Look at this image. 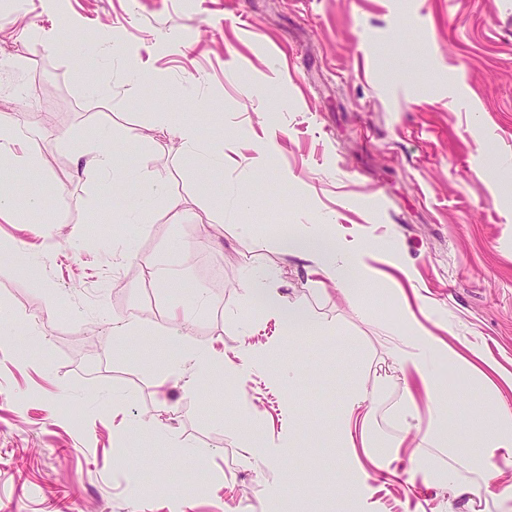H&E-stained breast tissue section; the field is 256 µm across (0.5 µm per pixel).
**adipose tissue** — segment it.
Masks as SVG:
<instances>
[{"label":"adipose tissue","mask_w":512,"mask_h":512,"mask_svg":"<svg viewBox=\"0 0 512 512\" xmlns=\"http://www.w3.org/2000/svg\"><path fill=\"white\" fill-rule=\"evenodd\" d=\"M18 125L16 115L0 114V164L14 170L44 169L45 159L33 153L19 137ZM177 136L183 148L194 158L201 176H208L211 171L223 168V149L203 141L193 123L183 124ZM279 246L285 252L308 258L312 274L333 281L339 287L351 288L353 277L363 274L365 270L363 251L339 250L313 224L282 237ZM243 287L245 294L261 303L267 312L286 320L293 316V309L279 291L275 268L265 266L253 271L244 279ZM164 348L170 353L167 377L176 383L182 381L186 374L209 376L224 366L222 356L198 346L178 326L170 331ZM393 355L403 373L418 378L434 410L433 424L425 434L426 442L449 456L467 459L470 465L482 472L484 478H498V500L511 501L512 481L505 479L504 474L512 470V408L499 403L490 411L472 410L463 428L449 426L444 418L447 386L439 380L431 364L433 356H444L461 370L470 373L476 381L485 382L489 375L480 366L482 354L474 350L465 355L436 337L417 333L397 337ZM371 399V392L364 388L353 389L343 396L338 422L343 450H355L358 423L363 415L369 414Z\"/></svg>","instance_id":"ef3b65f1"}]
</instances>
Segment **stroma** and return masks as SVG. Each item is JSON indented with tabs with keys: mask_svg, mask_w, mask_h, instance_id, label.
<instances>
[{
	"mask_svg": "<svg viewBox=\"0 0 512 512\" xmlns=\"http://www.w3.org/2000/svg\"><path fill=\"white\" fill-rule=\"evenodd\" d=\"M137 62L87 82L77 50L103 41ZM0 90L38 93L22 137L50 172L0 170L17 193L43 196L27 221H0V242L58 246L36 275L0 261V304L26 327L1 342L0 502L18 512H281L290 477H323L328 512H512L488 495L452 498L431 477L406 482L366 465L356 497L336 487L356 469L337 453L338 402L374 391L364 435L396 443L393 413L406 396L427 402L390 356L389 335L412 327L473 349L500 375L481 387L447 360L449 411L496 398L512 406V0H0ZM194 122L222 142L224 168L202 192L194 160L174 135L137 138L158 118ZM119 134L130 177L103 183L88 150ZM252 196L228 219L223 187ZM163 187V197L153 194ZM181 203L173 222L167 203ZM147 205L140 229L114 203ZM332 239L372 246L378 281L359 293L310 283L302 259L277 246L281 225L316 224ZM224 223L208 234L204 220ZM125 256L114 260V247ZM257 266L279 270L281 294L302 320L266 318L240 283ZM182 271L184 293L209 301L187 326L196 343L237 365L187 392L162 381L155 344L172 301L152 268ZM139 320L133 346L114 318ZM300 366L292 385L272 377ZM247 420L282 466L246 462L235 430Z\"/></svg>",
	"mask_w": 512,
	"mask_h": 512,
	"instance_id": "obj_1",
	"label": "stroma"
}]
</instances>
